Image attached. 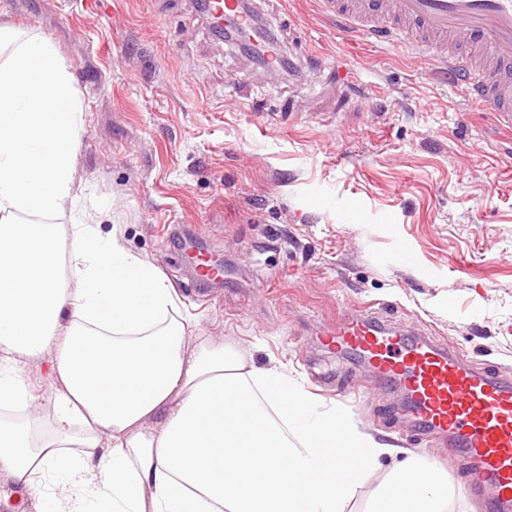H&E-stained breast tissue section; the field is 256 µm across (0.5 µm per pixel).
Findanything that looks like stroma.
I'll use <instances>...</instances> for the list:
<instances>
[{
	"mask_svg": "<svg viewBox=\"0 0 512 512\" xmlns=\"http://www.w3.org/2000/svg\"><path fill=\"white\" fill-rule=\"evenodd\" d=\"M264 11L274 27L291 12L331 59L264 75L192 0H0V22L52 38L87 109L77 197L50 221L100 212L200 330L256 365L288 366L321 404L437 460L469 498L467 465L321 335L366 305L512 377V132L415 56L363 36L344 52L316 0ZM340 59L363 85L341 107L329 77ZM187 241L223 259L231 281L194 287Z\"/></svg>",
	"mask_w": 512,
	"mask_h": 512,
	"instance_id": "obj_1",
	"label": "stroma"
}]
</instances>
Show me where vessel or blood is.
Returning a JSON list of instances; mask_svg holds the SVG:
<instances>
[{
    "label": "vessel or blood",
    "mask_w": 512,
    "mask_h": 512,
    "mask_svg": "<svg viewBox=\"0 0 512 512\" xmlns=\"http://www.w3.org/2000/svg\"><path fill=\"white\" fill-rule=\"evenodd\" d=\"M343 31L406 48L430 70L462 76L468 98L512 130V0H318ZM211 26L249 40L262 69L281 71L278 37L247 0H206ZM328 346L358 355L380 386L404 385L407 414L468 461L485 512H512V379L471 365L428 338L412 339L354 310L325 330Z\"/></svg>",
    "instance_id": "vessel-or-blood-1"
}]
</instances>
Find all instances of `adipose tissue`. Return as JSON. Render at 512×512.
<instances>
[{"mask_svg": "<svg viewBox=\"0 0 512 512\" xmlns=\"http://www.w3.org/2000/svg\"><path fill=\"white\" fill-rule=\"evenodd\" d=\"M84 106L43 34L0 27V479L39 512H470L439 464L378 441L285 366L197 334L121 233L46 223ZM51 353L50 411L18 374Z\"/></svg>", "mask_w": 512, "mask_h": 512, "instance_id": "ef3b65f1", "label": "adipose tissue"}]
</instances>
